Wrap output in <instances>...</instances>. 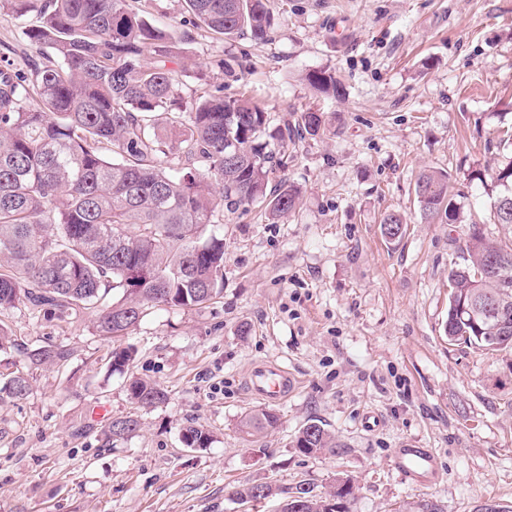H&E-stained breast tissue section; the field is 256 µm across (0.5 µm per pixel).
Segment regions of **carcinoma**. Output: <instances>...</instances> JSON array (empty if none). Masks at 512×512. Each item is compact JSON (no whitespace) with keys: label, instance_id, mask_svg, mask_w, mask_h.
Segmentation results:
<instances>
[{"label":"carcinoma","instance_id":"obj_1","mask_svg":"<svg viewBox=\"0 0 512 512\" xmlns=\"http://www.w3.org/2000/svg\"><path fill=\"white\" fill-rule=\"evenodd\" d=\"M194 24L232 39L267 38L273 17L268 0H181ZM30 18L24 28L35 59L28 71L0 69V309L23 303L34 317L68 319L94 313L100 336L120 338L155 307L192 310L224 293V238L205 235L220 223L224 207L255 202L278 223L299 205L286 181L270 187L286 166L294 135L316 136L321 114L301 112L294 123L271 127L269 112L245 94L205 92L180 99L175 71L168 66L171 37L154 25L135 0H0V10ZM318 92L343 95L330 69L306 74ZM165 115L177 138L169 157L158 132ZM471 180L496 190L494 223L512 227V156ZM221 187L224 202L214 194ZM415 194L422 219L460 222L448 173L421 171ZM386 238L405 233L399 213L381 220ZM512 257V239L487 237L469 225L461 262L449 275L448 341L486 351L512 350V267L486 270L493 256ZM120 298L105 307L109 292ZM23 361L54 363L64 352L40 346ZM133 353L112 349L110 368L123 371ZM18 372L4 390L15 399L29 392ZM128 395L139 408L167 398L159 385L134 378ZM276 414L245 415L239 430L248 437L277 426ZM140 429L131 416L105 426L108 442ZM188 448H206L211 438L188 426ZM305 455L343 454L345 445L314 423L295 436ZM355 485L348 476L322 494L301 481L288 488L245 483L235 496L259 501L279 496L281 512H350Z\"/></svg>","mask_w":512,"mask_h":512}]
</instances>
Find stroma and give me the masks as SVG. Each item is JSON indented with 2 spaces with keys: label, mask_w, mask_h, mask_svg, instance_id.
<instances>
[{
  "label": "stroma",
  "mask_w": 512,
  "mask_h": 512,
  "mask_svg": "<svg viewBox=\"0 0 512 512\" xmlns=\"http://www.w3.org/2000/svg\"><path fill=\"white\" fill-rule=\"evenodd\" d=\"M274 26L256 41L219 40L192 24L181 0H152L150 19L174 37L182 98L201 88L247 91L273 123L313 109L323 135L296 140L285 177L300 194L287 222L260 205L224 212V294L193 310L150 309L126 336L128 374L108 373L112 339L90 314L34 319L0 311L20 345L65 350L28 370L30 391L0 392V512H279V500L242 502L239 483L304 480L325 491L339 474L358 485L351 512H403L434 500L446 512L512 504V350L451 344L448 273L469 223L493 239V195L470 179L512 148V0H270ZM23 20L0 12V58L27 69ZM225 60L218 68L217 60ZM334 69L344 97L315 92L306 72ZM452 176L462 223L425 222L415 178ZM408 220L398 242L380 222ZM273 360L294 376L288 399L264 406L245 378ZM160 384L165 403L137 411L129 376ZM270 408L278 427L253 439L238 423ZM141 427L106 442L109 419ZM316 421L346 455L308 457L293 441ZM209 433L188 448L186 426ZM436 452L438 478L398 469L395 449Z\"/></svg>",
  "instance_id": "35a3bbf8"
}]
</instances>
